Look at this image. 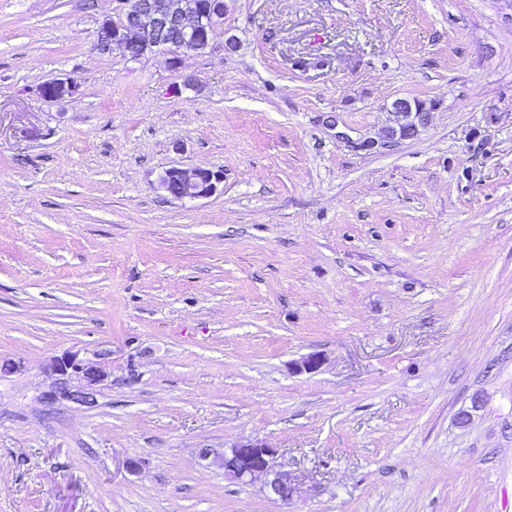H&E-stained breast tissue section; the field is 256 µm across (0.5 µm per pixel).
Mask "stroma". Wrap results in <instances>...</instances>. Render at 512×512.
Wrapping results in <instances>:
<instances>
[{
  "mask_svg": "<svg viewBox=\"0 0 512 512\" xmlns=\"http://www.w3.org/2000/svg\"><path fill=\"white\" fill-rule=\"evenodd\" d=\"M115 7L0 0V512H512V0H224L177 70ZM250 439L288 502L199 458ZM77 89L78 84L74 79L57 78L44 82L40 86L39 92L43 98L49 101H59L67 96H72ZM223 176L218 171L178 167L167 169L160 178V187L175 199H195L214 193ZM50 369L57 376L55 389L50 394L52 400L88 406L95 404V387L107 376L99 363L80 359L76 352H66L53 357ZM74 380H77L78 386L73 385Z\"/></svg>",
  "mask_w": 512,
  "mask_h": 512,
  "instance_id": "1",
  "label": "stroma"
}]
</instances>
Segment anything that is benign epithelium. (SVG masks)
Wrapping results in <instances>:
<instances>
[{
  "label": "benign epithelium",
  "instance_id": "benign-epithelium-1",
  "mask_svg": "<svg viewBox=\"0 0 512 512\" xmlns=\"http://www.w3.org/2000/svg\"><path fill=\"white\" fill-rule=\"evenodd\" d=\"M116 19L99 28L96 48L109 52L114 48L138 59L148 54L166 56L169 65L179 63L181 55L203 53L211 45L213 29L224 17V0H116ZM78 84L71 78L44 82L39 92L49 101L73 95ZM222 174L210 169L186 170L172 167L160 178V187L176 199H195L214 193ZM50 369L57 376L50 394L53 400L91 406L96 402V386L106 373L97 362L81 359L76 352H65L51 360ZM277 449L254 440L238 443L221 452L206 451L202 458L224 468V473L240 482L264 479L267 497L288 501L294 486L288 474L275 469Z\"/></svg>",
  "mask_w": 512,
  "mask_h": 512
}]
</instances>
